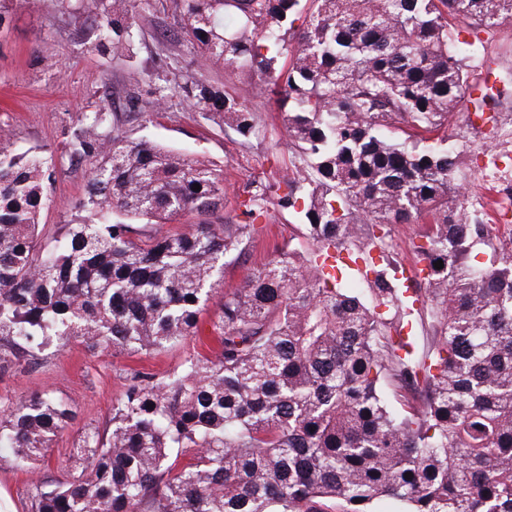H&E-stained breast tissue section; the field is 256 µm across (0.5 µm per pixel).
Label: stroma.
<instances>
[{
	"mask_svg": "<svg viewBox=\"0 0 512 512\" xmlns=\"http://www.w3.org/2000/svg\"><path fill=\"white\" fill-rule=\"evenodd\" d=\"M449 29L462 43L469 83L484 78L503 92L493 122L476 120L474 105L466 98L449 116L447 128L449 141L461 153L457 179L468 188L473 207L492 223V232L498 235L505 225H512V143L501 137L503 129L512 127V22L484 30L453 19ZM125 75L121 61H104L81 42L58 0H29L13 9L9 24L0 28V126L11 131L17 149L41 146L53 154L55 175L41 214L45 249L54 247L61 225L82 218L77 203L84 194L88 166L71 158L64 129L78 115L95 111L99 105L124 113L126 129L141 130L147 139L223 169V210L211 216L186 215L181 220L185 226L237 223V195L255 180L281 182L291 163L292 148L276 96L252 90L244 74L220 67L205 71L215 87L246 97L258 127L257 135L247 142L235 130L215 125L177 102L153 125L141 127L138 117L128 111ZM256 228L257 234L243 255L225 267L221 285L200 314L197 334L183 343L154 353L115 354L89 351L74 340L63 350L45 351L36 360L19 354L14 365L0 370V405L18 402L48 387L73 409L68 427L35 468L18 467L8 449L0 450V512H28V492L34 480L66 477L83 433L91 428L103 433L109 428L112 404L130 370L162 377L177 369L188 355L217 356L221 343L211 324L220 314L225 288L260 267L277 248H312L294 213L271 209L267 221L258 222ZM387 230L392 256L408 277H415L414 248L426 241V221L391 224Z\"/></svg>",
	"mask_w": 512,
	"mask_h": 512,
	"instance_id": "obj_1",
	"label": "stroma"
}]
</instances>
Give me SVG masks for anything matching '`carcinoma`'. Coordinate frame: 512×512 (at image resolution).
Instances as JSON below:
<instances>
[{"label": "carcinoma", "mask_w": 512, "mask_h": 512, "mask_svg": "<svg viewBox=\"0 0 512 512\" xmlns=\"http://www.w3.org/2000/svg\"><path fill=\"white\" fill-rule=\"evenodd\" d=\"M141 2L60 0L93 52L127 65L143 125L178 100L252 132L245 102L178 66L184 44L205 67L260 76L298 151L287 192L252 182L242 224L147 234L137 224L223 207L224 170L122 130L104 106L69 130L91 170L85 216L44 251L52 159L0 129V367L70 339L145 353L183 342L272 206L293 211L316 249H278L224 289L217 359L126 377L108 431L84 432L68 477L34 484L29 512H371L381 499L512 512V233L471 210L456 147L424 144L467 87L448 19L491 29L512 20V0H170L179 28L152 46L160 21ZM143 49L157 71L146 98L133 67ZM424 218L412 288L383 229ZM330 246L370 259L366 288L324 272ZM426 315L421 354L403 332ZM72 417L38 390L0 408V447L34 465Z\"/></svg>", "instance_id": "carcinoma-1"}]
</instances>
